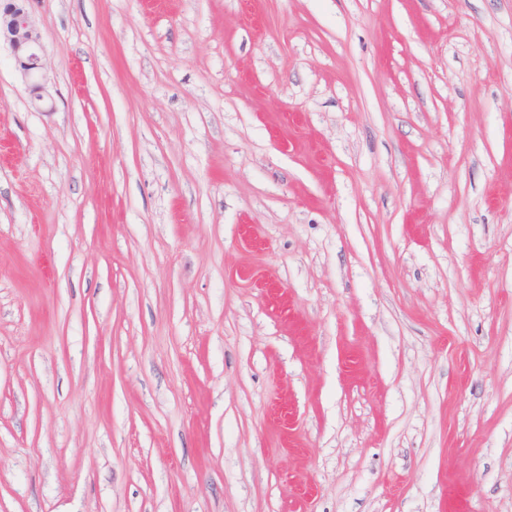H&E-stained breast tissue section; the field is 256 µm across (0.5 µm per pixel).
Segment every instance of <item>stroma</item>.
<instances>
[{
	"instance_id": "35a3bbf8",
	"label": "stroma",
	"mask_w": 512,
	"mask_h": 512,
	"mask_svg": "<svg viewBox=\"0 0 512 512\" xmlns=\"http://www.w3.org/2000/svg\"><path fill=\"white\" fill-rule=\"evenodd\" d=\"M28 9L0 512H512V0Z\"/></svg>"
}]
</instances>
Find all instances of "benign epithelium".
Returning a JSON list of instances; mask_svg holds the SVG:
<instances>
[{"label":"benign epithelium","mask_w":512,"mask_h":512,"mask_svg":"<svg viewBox=\"0 0 512 512\" xmlns=\"http://www.w3.org/2000/svg\"><path fill=\"white\" fill-rule=\"evenodd\" d=\"M28 0H4L0 4V40L7 42L18 62L22 79L28 83L34 101L47 112L54 102L45 86L43 48L39 30L28 8Z\"/></svg>","instance_id":"obj_1"}]
</instances>
